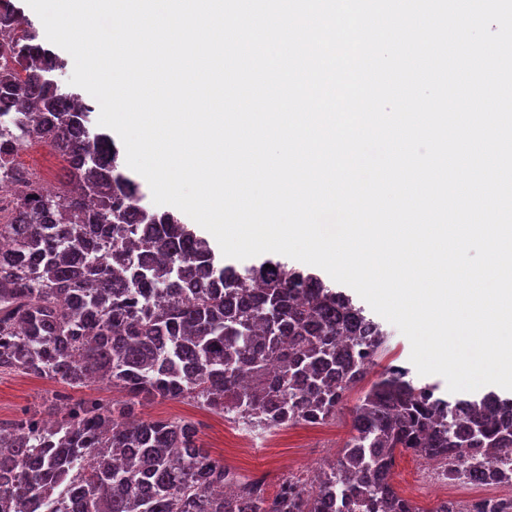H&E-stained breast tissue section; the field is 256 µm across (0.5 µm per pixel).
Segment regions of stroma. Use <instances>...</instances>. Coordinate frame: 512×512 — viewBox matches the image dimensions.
Listing matches in <instances>:
<instances>
[{
    "mask_svg": "<svg viewBox=\"0 0 512 512\" xmlns=\"http://www.w3.org/2000/svg\"><path fill=\"white\" fill-rule=\"evenodd\" d=\"M34 169L54 188H65L70 180V166L49 146L41 142L29 143L22 153ZM387 346L375 366L349 393L346 407L332 423L325 425H296L278 429L271 447L246 448L230 419L200 408L191 401L154 400L139 407L145 419H184L194 422L199 437L211 455L246 477H265L269 491H276L283 473L291 472L310 478L313 469L323 465L342 448L353 433L351 409L363 393L388 366H410L409 340L390 322H383ZM72 398L91 397L104 402L122 399L120 390L98 384L81 390L67 391L66 387L46 378L22 373H0V420H19L35 408L47 406L58 395ZM429 463L413 451L401 449L396 453L393 484L405 498L419 507H434L440 500L433 486L420 483Z\"/></svg>",
    "mask_w": 512,
    "mask_h": 512,
    "instance_id": "1",
    "label": "stroma"
}]
</instances>
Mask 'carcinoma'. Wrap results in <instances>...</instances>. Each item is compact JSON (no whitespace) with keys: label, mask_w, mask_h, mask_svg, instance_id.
<instances>
[{"label":"carcinoma","mask_w":512,"mask_h":512,"mask_svg":"<svg viewBox=\"0 0 512 512\" xmlns=\"http://www.w3.org/2000/svg\"><path fill=\"white\" fill-rule=\"evenodd\" d=\"M0 4L5 54L0 102L19 115L0 131V168L38 139L67 161L73 189L25 181L14 223H0V373L71 389L99 380L121 402H53L0 421V512H54L61 488L73 512H512V499L443 500L425 511L391 482L396 451L441 460L448 476L512 483V398L488 391L452 401L387 368L353 410L355 434L318 472L267 494L199 444L188 420H141L144 400L191 399L254 428L324 424L386 346V333L316 274L267 259L242 270L170 211L144 205L142 184L119 171V148L91 134V110L37 65L57 60L11 0ZM277 365L270 373L268 367Z\"/></svg>","instance_id":"1"}]
</instances>
